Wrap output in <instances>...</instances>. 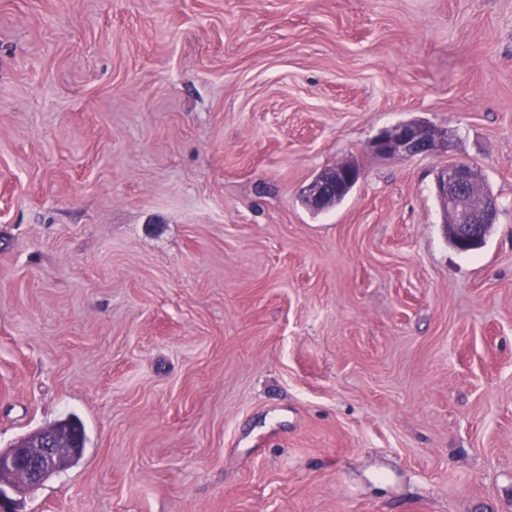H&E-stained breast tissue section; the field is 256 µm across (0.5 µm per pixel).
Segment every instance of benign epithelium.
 I'll use <instances>...</instances> for the list:
<instances>
[{
	"mask_svg": "<svg viewBox=\"0 0 512 512\" xmlns=\"http://www.w3.org/2000/svg\"><path fill=\"white\" fill-rule=\"evenodd\" d=\"M453 134L448 128L425 120H410L381 130L370 142L371 151L382 157L439 155L448 152ZM361 178L360 167L342 162L313 179L305 190L306 201L320 209L328 202L350 193ZM474 182L472 167L457 160L448 161L436 180V197L442 212V224H451L456 249L472 250L486 238L496 223L498 203L495 197L470 191ZM64 419L26 436L7 450L0 449V512L9 501L6 489L29 492L42 486L52 476L75 465L83 455L85 440L74 432L60 433L72 427Z\"/></svg>",
	"mask_w": 512,
	"mask_h": 512,
	"instance_id": "benign-epithelium-1",
	"label": "benign epithelium"
}]
</instances>
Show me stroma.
Returning <instances> with one entry per match:
<instances>
[{"mask_svg": "<svg viewBox=\"0 0 512 512\" xmlns=\"http://www.w3.org/2000/svg\"><path fill=\"white\" fill-rule=\"evenodd\" d=\"M70 416L14 512H512V0H0V448ZM452 137L447 127L425 120H410L381 130L371 140L370 149L382 157L448 154ZM360 178L361 169L355 162L339 163L308 184L305 190L306 201L312 208L321 209L329 201L348 195ZM473 177L472 167L463 161L449 160L441 169L436 180V197L442 212V224L448 234V223L454 237L456 249L460 252L472 250L486 238L496 223L497 200L488 187ZM474 182V183H473ZM479 193H472L470 187ZM448 239L451 242L450 235Z\"/></svg>", "mask_w": 512, "mask_h": 512, "instance_id": "stroma-1", "label": "stroma"}]
</instances>
